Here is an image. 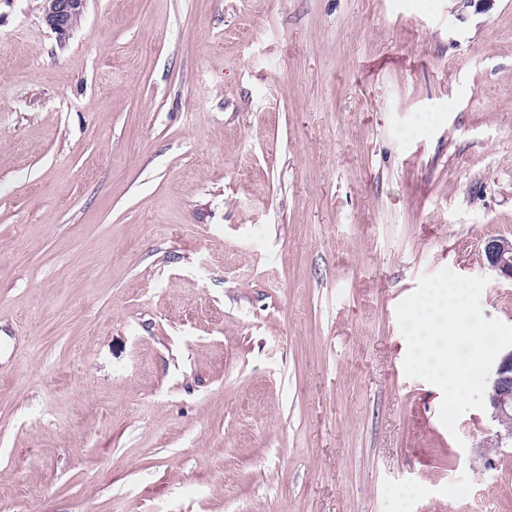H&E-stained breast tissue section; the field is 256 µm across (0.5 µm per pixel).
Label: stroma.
I'll return each mask as SVG.
<instances>
[{
	"mask_svg": "<svg viewBox=\"0 0 512 512\" xmlns=\"http://www.w3.org/2000/svg\"><path fill=\"white\" fill-rule=\"evenodd\" d=\"M492 236L512 0H0V512H512L396 319ZM87 0H44L43 17L59 38H65L83 16Z\"/></svg>",
	"mask_w": 512,
	"mask_h": 512,
	"instance_id": "35a3bbf8",
	"label": "stroma"
}]
</instances>
